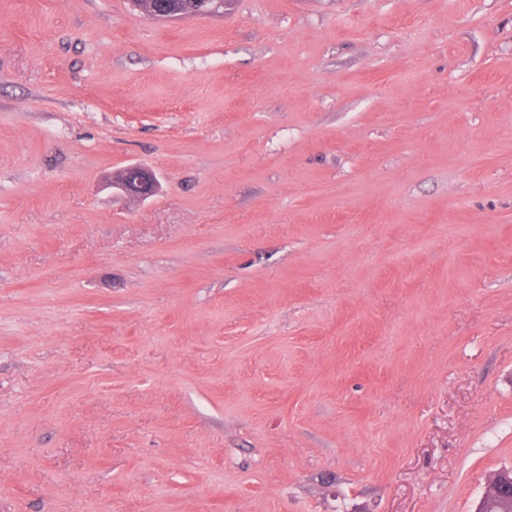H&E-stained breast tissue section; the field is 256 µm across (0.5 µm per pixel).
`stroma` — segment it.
<instances>
[{
    "mask_svg": "<svg viewBox=\"0 0 512 512\" xmlns=\"http://www.w3.org/2000/svg\"><path fill=\"white\" fill-rule=\"evenodd\" d=\"M509 469L512 0H0V512H474ZM134 10H139L150 18L157 13H176L178 11L199 12L210 6V0H128ZM187 15L161 17L156 15L155 20H174ZM129 172L133 173L136 176L135 185L139 192H135L125 178L121 181L117 182V185L125 192L137 193V194H148L153 187H155L158 183L157 176L155 172L142 165H132L124 169V173L128 174Z\"/></svg>",
    "mask_w": 512,
    "mask_h": 512,
    "instance_id": "35a3bbf8",
    "label": "stroma"
}]
</instances>
